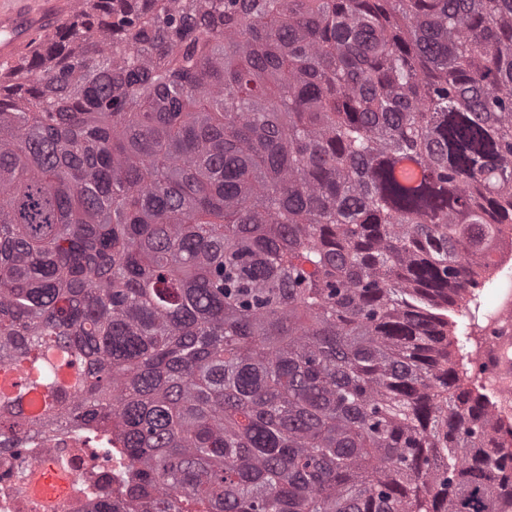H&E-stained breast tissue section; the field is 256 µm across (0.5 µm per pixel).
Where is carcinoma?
I'll return each mask as SVG.
<instances>
[{
    "label": "carcinoma",
    "mask_w": 512,
    "mask_h": 512,
    "mask_svg": "<svg viewBox=\"0 0 512 512\" xmlns=\"http://www.w3.org/2000/svg\"><path fill=\"white\" fill-rule=\"evenodd\" d=\"M512 235V0H79L0 70V430L127 512H512L448 309Z\"/></svg>",
    "instance_id": "1"
}]
</instances>
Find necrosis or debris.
Listing matches in <instances>:
<instances>
[{"instance_id":"obj_1","label":"necrosis or debris","mask_w":512,"mask_h":512,"mask_svg":"<svg viewBox=\"0 0 512 512\" xmlns=\"http://www.w3.org/2000/svg\"><path fill=\"white\" fill-rule=\"evenodd\" d=\"M126 465L119 442L98 446L89 435L67 427L29 433L17 448L9 434H1L0 512H100L105 503L118 507ZM45 468L70 473L72 495L55 503L39 500L32 486Z\"/></svg>"}]
</instances>
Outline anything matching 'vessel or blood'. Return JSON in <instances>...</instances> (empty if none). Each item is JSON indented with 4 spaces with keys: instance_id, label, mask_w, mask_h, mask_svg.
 Instances as JSON below:
<instances>
[{
    "instance_id": "1",
    "label": "vessel or blood",
    "mask_w": 512,
    "mask_h": 512,
    "mask_svg": "<svg viewBox=\"0 0 512 512\" xmlns=\"http://www.w3.org/2000/svg\"><path fill=\"white\" fill-rule=\"evenodd\" d=\"M26 0H8L0 8V62L13 60L35 37L50 31L57 19L66 12L74 11L77 0H46L45 7L32 10L26 8ZM512 348V309H507L496 323L490 347L480 357L488 373L501 385L512 384V359L505 355ZM70 487L67 474L48 469L39 476L34 491L37 495L58 500L65 496Z\"/></svg>"
}]
</instances>
